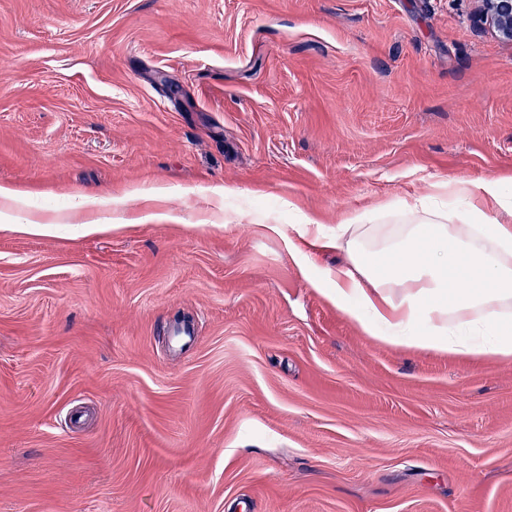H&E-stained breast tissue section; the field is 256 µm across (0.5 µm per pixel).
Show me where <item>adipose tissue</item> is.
Masks as SVG:
<instances>
[{"instance_id": "obj_1", "label": "adipose tissue", "mask_w": 512, "mask_h": 512, "mask_svg": "<svg viewBox=\"0 0 512 512\" xmlns=\"http://www.w3.org/2000/svg\"><path fill=\"white\" fill-rule=\"evenodd\" d=\"M437 203L401 201L397 223L358 214L334 227L313 218L299 237L344 253L312 280L367 336L473 359H512V210L499 180H441ZM454 207L444 206L443 198Z\"/></svg>"}]
</instances>
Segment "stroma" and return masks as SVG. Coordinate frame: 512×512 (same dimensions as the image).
Listing matches in <instances>:
<instances>
[{
  "label": "stroma",
  "mask_w": 512,
  "mask_h": 512,
  "mask_svg": "<svg viewBox=\"0 0 512 512\" xmlns=\"http://www.w3.org/2000/svg\"><path fill=\"white\" fill-rule=\"evenodd\" d=\"M474 7L0 0V512H512V360L364 335L285 239L512 176Z\"/></svg>",
  "instance_id": "35a3bbf8"
}]
</instances>
